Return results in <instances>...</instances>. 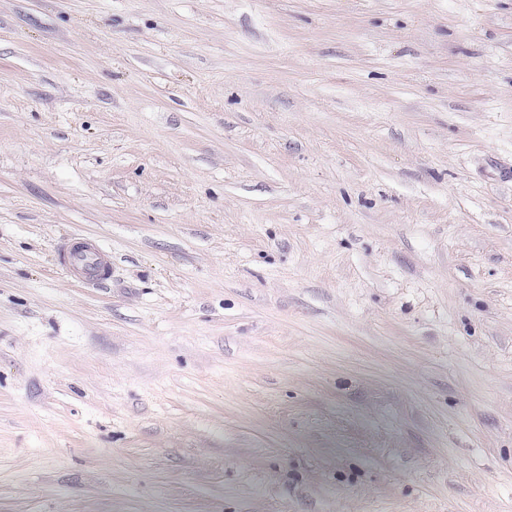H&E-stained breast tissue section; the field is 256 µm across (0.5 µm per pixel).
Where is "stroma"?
Here are the masks:
<instances>
[{"instance_id":"obj_1","label":"stroma","mask_w":512,"mask_h":512,"mask_svg":"<svg viewBox=\"0 0 512 512\" xmlns=\"http://www.w3.org/2000/svg\"><path fill=\"white\" fill-rule=\"evenodd\" d=\"M0 512H512V0H0ZM104 247L90 248L67 240L56 250L58 267L67 275L83 274L87 284L95 285L112 275V265L104 260Z\"/></svg>"}]
</instances>
